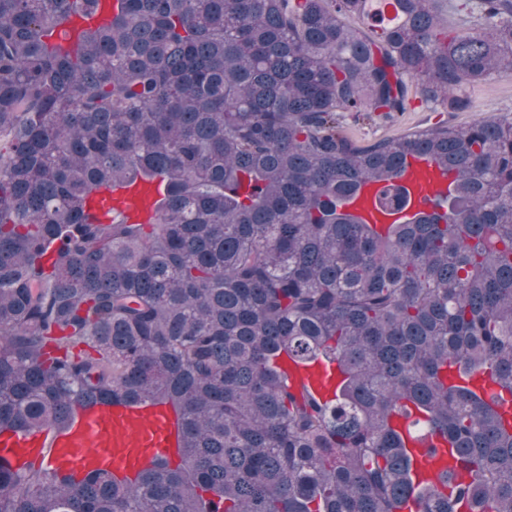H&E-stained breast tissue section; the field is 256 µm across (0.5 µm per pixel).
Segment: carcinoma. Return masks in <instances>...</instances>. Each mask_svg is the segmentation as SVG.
<instances>
[{
  "label": "carcinoma",
  "instance_id": "cac0c4a2",
  "mask_svg": "<svg viewBox=\"0 0 512 512\" xmlns=\"http://www.w3.org/2000/svg\"><path fill=\"white\" fill-rule=\"evenodd\" d=\"M0 0V435L169 404L134 481L0 458V512H512V118L360 144L339 112L470 106L512 74V0ZM448 192L341 210L410 157ZM163 178L148 224L88 213ZM336 364L321 403L281 356ZM425 446L416 490L393 419ZM365 4L355 21L377 32L394 29L400 24V14L395 0H373ZM410 196V206L403 211L384 209L379 202L382 185L379 183L363 186L357 196L346 204V210L354 216H360L367 224H401L405 217H410L418 210L424 209L434 199L439 191L446 193L448 175L442 176L440 171L426 157L410 158L407 161L406 172L400 180Z\"/></svg>",
  "mask_w": 512,
  "mask_h": 512
}]
</instances>
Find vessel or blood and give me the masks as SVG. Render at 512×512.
I'll use <instances>...</instances> for the list:
<instances>
[{"label":"vessel or blood","mask_w":512,"mask_h":512,"mask_svg":"<svg viewBox=\"0 0 512 512\" xmlns=\"http://www.w3.org/2000/svg\"><path fill=\"white\" fill-rule=\"evenodd\" d=\"M356 21L380 32L398 27L400 14L395 0H367ZM400 184L409 192L408 212L414 213L426 208L428 198L446 190L448 179L428 158L420 157L408 159ZM161 187L157 179L119 186L110 197L95 202L94 210L101 216L109 213L128 222L149 223ZM380 191L377 183L362 187L350 199L347 211L371 224L401 223L406 212L384 209L379 202ZM283 368L294 389L308 390L323 401L333 398L338 380L328 377L325 363L290 361ZM178 445L174 411L170 406L150 403L135 407L101 404L81 412L69 431L46 429L32 438L16 435L0 440V449L14 448L24 457L39 454L51 464L79 472L102 464L116 477L129 480L154 457L175 454Z\"/></svg>","instance_id":"obj_1"}]
</instances>
